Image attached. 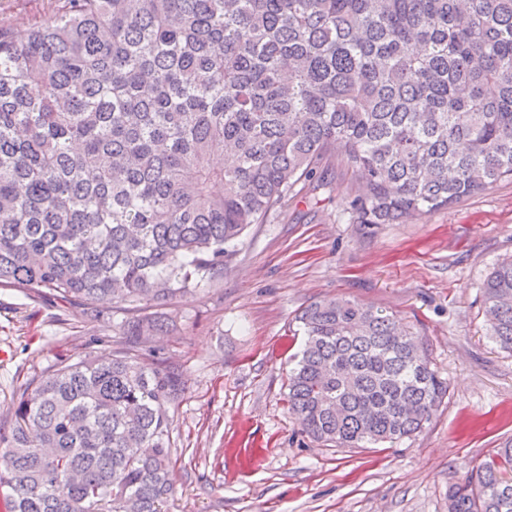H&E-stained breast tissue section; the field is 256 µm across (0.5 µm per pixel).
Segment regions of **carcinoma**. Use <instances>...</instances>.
<instances>
[{
    "label": "carcinoma",
    "instance_id": "1",
    "mask_svg": "<svg viewBox=\"0 0 512 512\" xmlns=\"http://www.w3.org/2000/svg\"><path fill=\"white\" fill-rule=\"evenodd\" d=\"M338 148L365 185L355 224L512 181V0H54L0 24V287L129 316L111 357L60 364L19 402L0 434L10 512H165L183 367L141 362L158 315ZM482 302L512 352V260ZM297 321L286 402L311 439L397 444L448 397L395 315L323 297ZM448 512H512V441Z\"/></svg>",
    "mask_w": 512,
    "mask_h": 512
}]
</instances>
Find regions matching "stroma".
<instances>
[{
  "mask_svg": "<svg viewBox=\"0 0 512 512\" xmlns=\"http://www.w3.org/2000/svg\"><path fill=\"white\" fill-rule=\"evenodd\" d=\"M357 186L342 163L249 226L220 278L181 295L158 356L185 366L168 410V512H448V488L512 438V354L488 335L480 287L512 258V182L420 219L351 223ZM323 296L414 326L448 396L431 422L389 447L336 448L301 433L283 401L297 315ZM125 316L0 288V427L33 379L107 356Z\"/></svg>",
  "mask_w": 512,
  "mask_h": 512,
  "instance_id": "obj_1",
  "label": "stroma"
}]
</instances>
